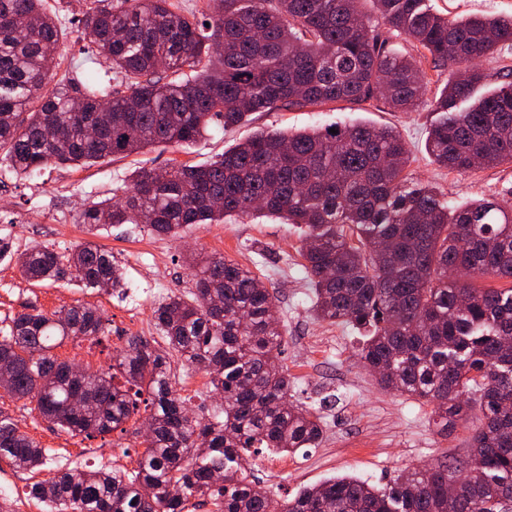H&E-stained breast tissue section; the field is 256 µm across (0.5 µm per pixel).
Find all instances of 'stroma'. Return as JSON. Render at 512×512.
<instances>
[{"mask_svg":"<svg viewBox=\"0 0 512 512\" xmlns=\"http://www.w3.org/2000/svg\"><path fill=\"white\" fill-rule=\"evenodd\" d=\"M452 19L512 15V0H427ZM88 0H47L62 37L61 66L78 74L97 68L105 85L116 77L107 65H92L78 32ZM436 119L429 107L415 112L392 111L383 101L367 108L336 103L303 110L259 112L230 130L211 129L189 147L160 145L130 155L98 161L88 168L51 166L30 179L0 172V238L12 252L49 247L65 255L86 239L80 214L89 202L122 195L133 171L160 168L169 160L207 163L260 130L328 129L354 121L390 126L410 149L415 180L437 187L450 206L475 199H502L512 193V164L484 168L466 175L441 168L425 150ZM96 241L112 252L125 272L127 297L108 291L85 292L76 283L23 281L13 262L0 259V319L34 306L53 312L78 303L95 305L107 320L99 340L66 342L59 358L97 371L108 368L116 351L139 338L151 347L164 342L154 325L153 309L170 293L195 289L191 253L218 254L251 270L275 292L277 315L284 330L279 363L288 375L290 404L318 410L325 423L317 447L286 455L262 448L252 456L251 478L268 487L278 502L293 499L301 488L335 476L351 475L372 484L387 482L399 470L425 467L447 455L464 454L470 432L462 425L441 430L433 421L434 406L380 388L362 367L357 349L360 332L345 324L317 321L311 310L312 290L300 255L302 231L275 217L250 216L222 224H196L182 238L159 235L141 224H121L101 230ZM174 389L190 413L208 416L222 401L212 392L202 369L176 366ZM22 431L51 451L40 471L30 473L0 462V512H43L28 496L29 484L48 479L59 467L136 469L143 452L139 437L113 433L90 439L61 432L43 419H32L22 401L0 397Z\"/></svg>","mask_w":512,"mask_h":512,"instance_id":"1","label":"stroma"}]
</instances>
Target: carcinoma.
<instances>
[{
  "mask_svg": "<svg viewBox=\"0 0 512 512\" xmlns=\"http://www.w3.org/2000/svg\"><path fill=\"white\" fill-rule=\"evenodd\" d=\"M359 2L219 0L200 20L172 0H89L83 39L122 88L88 73L47 94L57 24L43 0H0V166L29 178L53 165L189 146L212 125L256 112L380 98L412 112L427 56L453 71L435 99L439 117L426 142L433 162L457 173L512 163V82L461 107L486 78L476 60L512 44V15L458 21L425 0H373L383 23L423 50L417 60L383 39ZM409 159L388 127L262 131L206 164L173 159L162 180L137 171L124 200L91 203L82 222L94 236L105 225L144 224L176 237L250 214L301 225L315 318L364 329L359 357L378 385L433 404L442 429L474 424L464 455L405 468L383 485L333 477L276 510L270 492L249 480L250 449L311 448L324 426L288 405L276 297L249 269L214 254L193 259V298L172 293L154 308L165 351L133 340L96 373L59 359L54 350L65 341L105 335L87 304L63 319L33 309L0 327V362L11 367L0 389L67 434L125 433L150 411L136 470L61 468L32 483L29 496L49 512H189L197 498L216 512H512V288L473 283L512 280V202L451 208L413 181ZM15 265L29 282L125 287L117 260L92 240L66 256L23 253ZM174 353L204 370L224 398L223 418L188 416L172 387ZM0 460L30 472L49 460L2 407ZM458 477L450 511L448 481Z\"/></svg>",
  "mask_w": 512,
  "mask_h": 512,
  "instance_id": "1",
  "label": "carcinoma"
}]
</instances>
